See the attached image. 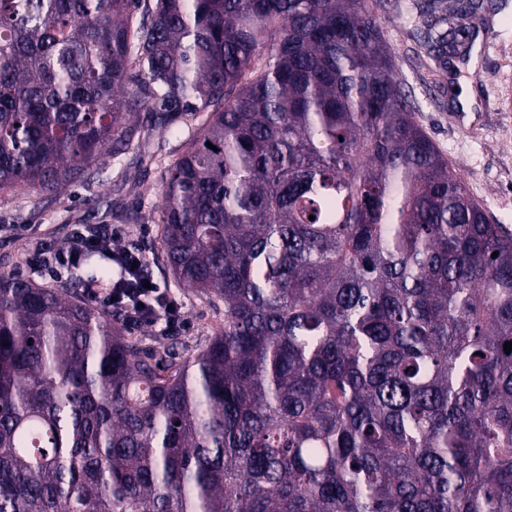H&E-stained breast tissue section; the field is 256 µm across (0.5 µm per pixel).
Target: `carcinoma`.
<instances>
[{"label": "carcinoma", "mask_w": 512, "mask_h": 512, "mask_svg": "<svg viewBox=\"0 0 512 512\" xmlns=\"http://www.w3.org/2000/svg\"><path fill=\"white\" fill-rule=\"evenodd\" d=\"M378 6L0 0V193L202 112L161 253L224 305L158 358L75 294L107 254L1 273L0 512H512V231L418 124ZM481 7L416 5L435 64Z\"/></svg>", "instance_id": "carcinoma-1"}]
</instances>
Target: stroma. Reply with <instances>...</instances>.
Wrapping results in <instances>:
<instances>
[{
  "mask_svg": "<svg viewBox=\"0 0 512 512\" xmlns=\"http://www.w3.org/2000/svg\"><path fill=\"white\" fill-rule=\"evenodd\" d=\"M397 2L396 11L381 16L384 34L397 48L394 78L410 93L417 121L469 193L494 222L512 230V0H484L486 27L471 30L469 53L449 56L441 70L414 39L415 0ZM490 32L498 48L487 53L483 42ZM201 121L198 113L174 115L171 132H150L153 159L104 152L63 193L19 190L0 196V273L30 277L27 254L42 241L64 242L73 225L121 230L122 245L145 254L155 282L183 305L181 325L168 334L132 321L128 335L158 351L174 342L204 345L223 323L224 311L175 281L161 258L157 222L166 170Z\"/></svg>",
  "mask_w": 512,
  "mask_h": 512,
  "instance_id": "1",
  "label": "stroma"
}]
</instances>
